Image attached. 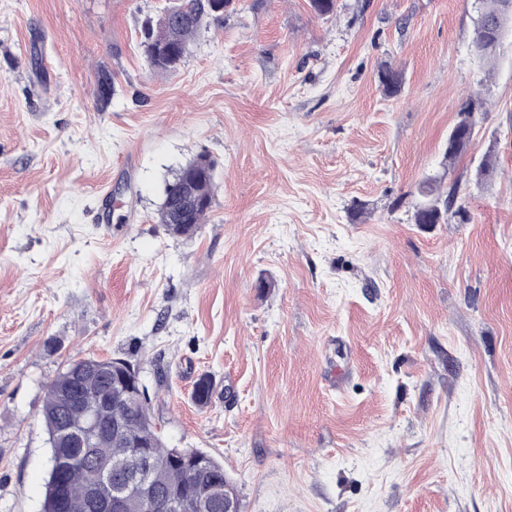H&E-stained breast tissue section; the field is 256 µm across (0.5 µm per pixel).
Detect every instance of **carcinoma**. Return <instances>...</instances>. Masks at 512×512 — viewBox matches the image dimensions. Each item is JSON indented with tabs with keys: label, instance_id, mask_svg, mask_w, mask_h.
<instances>
[{
	"label": "carcinoma",
	"instance_id": "obj_1",
	"mask_svg": "<svg viewBox=\"0 0 512 512\" xmlns=\"http://www.w3.org/2000/svg\"><path fill=\"white\" fill-rule=\"evenodd\" d=\"M477 18L474 41L478 43V56L491 63L499 56L501 38L512 34V0H476ZM313 11L322 18L336 15L339 0H310ZM238 11L233 7L218 14L206 0H170L164 14L147 18L141 27L140 47L147 65L157 74L177 70L186 57L190 40L202 29ZM378 80L388 93L400 87V74L386 68L379 72ZM471 117L470 129L453 140L444 153L448 164L440 178L422 180L417 193L434 201L440 213L426 217L413 208L411 219L415 224H446L448 213L457 202L459 186H444L451 165L468 150L476 132L477 119L471 110L464 111ZM186 168L182 167L173 180L166 184L163 202L158 210V223L172 237L190 239L204 223L212 210L215 175L204 177L195 186L194 197L180 193ZM73 367L69 366L48 386L40 413L48 435L51 454L72 452L64 448L62 430L67 422L78 417L82 408L95 407L100 397L112 392V417L120 421L126 437L150 445V457L166 465L151 472L152 496L130 501L127 512H155L152 497L163 496L170 501V512H224V490L240 498L233 478L224 472V466L199 448H186V458L170 460L173 449L166 447L156 431L151 411V400L129 406L115 392V379L93 370L84 371L75 380ZM214 382L204 374L194 384L192 397L200 405L211 402ZM134 467L131 449L125 442L103 441L91 458H77L59 472L49 471L43 512H68V502L84 489L107 480L112 487L122 486Z\"/></svg>",
	"mask_w": 512,
	"mask_h": 512
}]
</instances>
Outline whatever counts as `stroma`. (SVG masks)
I'll return each mask as SVG.
<instances>
[{
    "instance_id": "1",
    "label": "stroma",
    "mask_w": 512,
    "mask_h": 512,
    "mask_svg": "<svg viewBox=\"0 0 512 512\" xmlns=\"http://www.w3.org/2000/svg\"><path fill=\"white\" fill-rule=\"evenodd\" d=\"M346 2L239 0L160 75L137 42L167 0H0V512H42V400L87 357L165 378L166 446L243 512H512V38L490 69L470 0ZM470 105V220L411 223ZM203 152L212 211L169 237ZM203 154L205 153L196 155L180 168L173 180L165 186L163 202L157 215L158 224H161L164 232L169 236L184 239L192 238L212 210L217 161L210 155L215 172L213 171L211 175L204 177L196 184L193 198L184 197L180 193L181 182L187 167ZM204 200L207 201L206 206L202 203Z\"/></svg>"
}]
</instances>
